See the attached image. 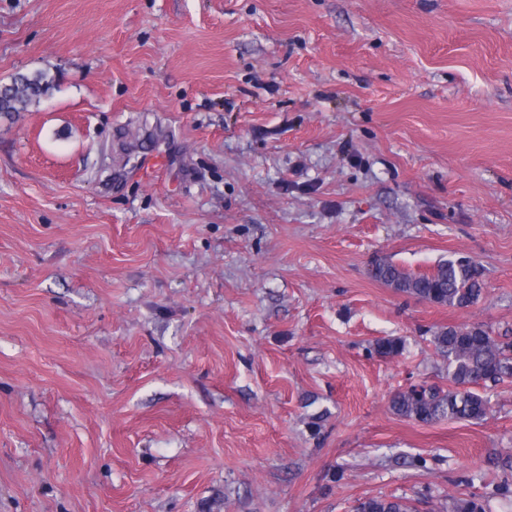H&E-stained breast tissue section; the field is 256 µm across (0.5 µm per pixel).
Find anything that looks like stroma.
I'll return each instance as SVG.
<instances>
[{
    "instance_id": "stroma-1",
    "label": "stroma",
    "mask_w": 512,
    "mask_h": 512,
    "mask_svg": "<svg viewBox=\"0 0 512 512\" xmlns=\"http://www.w3.org/2000/svg\"><path fill=\"white\" fill-rule=\"evenodd\" d=\"M43 69L0 116V512H512V382L389 408L447 386L436 328L512 331V0H0V84ZM56 88V79L45 71L15 73L9 83L0 85V114L13 116L49 97ZM369 273L382 284L431 304L464 308L483 298V270L469 260L448 259L439 262L431 273L416 275L380 258L373 263ZM356 512H412V507L401 498L370 497L358 502Z\"/></svg>"
}]
</instances>
